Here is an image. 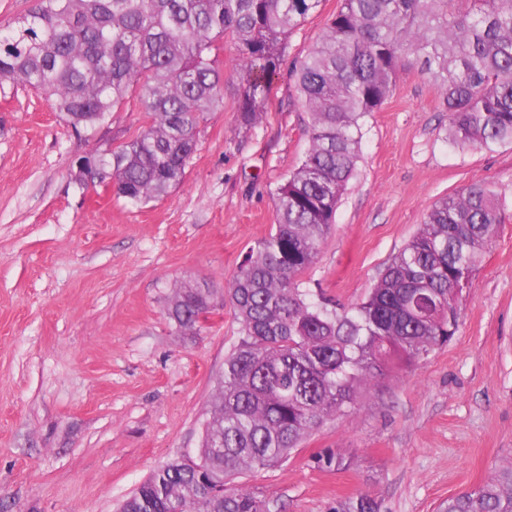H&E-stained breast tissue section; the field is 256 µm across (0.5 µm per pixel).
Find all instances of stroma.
<instances>
[{
  "instance_id": "stroma-1",
  "label": "stroma",
  "mask_w": 512,
  "mask_h": 512,
  "mask_svg": "<svg viewBox=\"0 0 512 512\" xmlns=\"http://www.w3.org/2000/svg\"><path fill=\"white\" fill-rule=\"evenodd\" d=\"M339 7L320 0L290 36L287 62ZM306 122L288 72L245 133L225 89L182 182L132 205L76 183L72 162L139 133L135 104L77 135L47 93L0 86V512H118L150 474L197 451L240 324L227 305L187 335L167 304L184 281L223 287L270 233L272 194L309 146ZM447 126L421 63L400 70L365 119L356 174L302 282L361 301L434 202L483 185L503 219L459 330L418 367L360 392L353 416L324 421L288 462L242 477L281 512H328L360 493L382 512H437L512 459V144L455 149ZM326 448L349 465L316 467Z\"/></svg>"
}]
</instances>
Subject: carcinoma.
Returning a JSON list of instances; mask_svg holds the SVG:
<instances>
[{
    "label": "carcinoma",
    "instance_id": "cac0c4a2",
    "mask_svg": "<svg viewBox=\"0 0 512 512\" xmlns=\"http://www.w3.org/2000/svg\"><path fill=\"white\" fill-rule=\"evenodd\" d=\"M319 0H34L0 32V89L10 81L54 97L73 127H93L133 100L149 122L117 151L95 155L93 179L130 203L178 185L200 120L232 87L238 128L266 112L287 40ZM238 53L224 73V43ZM422 61L458 148L512 143V0H341L294 62L310 145L273 193L275 224L226 286L184 283L168 315L197 331L227 299L241 336L224 359L197 459L151 474L121 512H272L236 479L291 457L325 420L350 414L359 391L394 367L423 361L459 329L463 301L501 224L495 195L471 185L432 205L417 232L354 304L302 287L336 223L360 160L363 122L391 96L398 70ZM339 469L332 449L314 457ZM369 493L329 512H380ZM440 512H512V460Z\"/></svg>",
    "mask_w": 512,
    "mask_h": 512
}]
</instances>
